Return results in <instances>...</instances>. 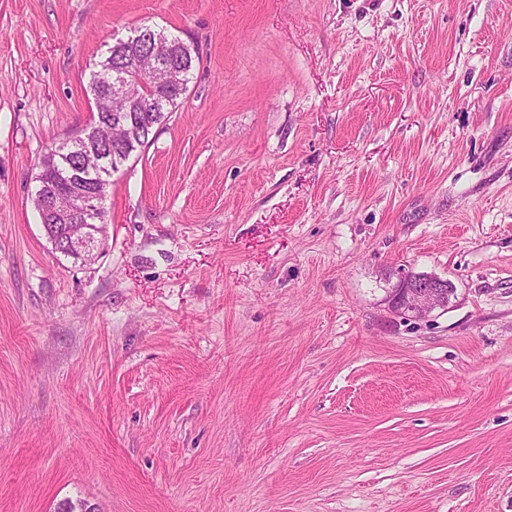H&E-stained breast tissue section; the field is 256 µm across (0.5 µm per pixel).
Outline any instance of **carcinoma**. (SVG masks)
<instances>
[{
    "label": "carcinoma",
    "instance_id": "1",
    "mask_svg": "<svg viewBox=\"0 0 512 512\" xmlns=\"http://www.w3.org/2000/svg\"><path fill=\"white\" fill-rule=\"evenodd\" d=\"M158 36L163 37L165 33L149 25L137 28L135 35L107 46L101 60L94 64L90 72L89 91L96 108L91 124L110 127L114 115H132V122L128 123L129 130L108 131L110 144L105 147L103 154V169L105 182L109 184L112 183V174L117 172L133 153L148 144L153 129L170 118V114L178 106V100L185 95L195 63L199 60L193 46L178 38H169L173 43L174 67L178 71L179 83L152 90L147 98V108L128 111L122 100L109 96L107 79L114 69L133 64L148 66L151 43ZM79 165L80 161L77 156L70 154L69 147L56 145L49 148L38 164L39 173L36 176L34 196H40L45 181L53 185L62 203L73 196L77 197L83 193L90 195L95 192L101 185L98 174L83 172L79 170ZM35 208L46 234L50 237L60 234L61 229L54 221L53 214L39 202Z\"/></svg>",
    "mask_w": 512,
    "mask_h": 512
}]
</instances>
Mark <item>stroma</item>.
I'll return each mask as SVG.
<instances>
[{
    "label": "stroma",
    "instance_id": "obj_1",
    "mask_svg": "<svg viewBox=\"0 0 512 512\" xmlns=\"http://www.w3.org/2000/svg\"><path fill=\"white\" fill-rule=\"evenodd\" d=\"M145 24L200 62L85 266L34 178ZM67 500L512 512V0H0V512ZM454 291L448 279L436 275L401 273L394 288L387 293L384 304L393 314L421 318L436 309L447 308Z\"/></svg>",
    "mask_w": 512,
    "mask_h": 512
}]
</instances>
